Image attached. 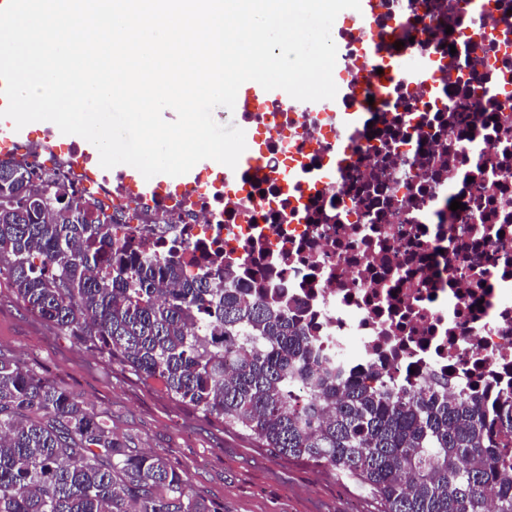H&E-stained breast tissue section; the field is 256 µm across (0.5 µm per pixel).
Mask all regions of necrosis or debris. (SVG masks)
Wrapping results in <instances>:
<instances>
[{"label":"necrosis or debris","instance_id":"obj_1","mask_svg":"<svg viewBox=\"0 0 512 512\" xmlns=\"http://www.w3.org/2000/svg\"><path fill=\"white\" fill-rule=\"evenodd\" d=\"M398 42L415 66L360 111ZM336 47L335 111L235 113L260 166L146 192L52 129L4 158L52 169L150 253L176 248L187 275L219 255L229 280L286 294L347 376L495 406L512 394V0H378Z\"/></svg>","mask_w":512,"mask_h":512}]
</instances>
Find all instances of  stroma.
<instances>
[{
  "label": "stroma",
  "instance_id": "35a3bbf8",
  "mask_svg": "<svg viewBox=\"0 0 512 512\" xmlns=\"http://www.w3.org/2000/svg\"><path fill=\"white\" fill-rule=\"evenodd\" d=\"M0 353L109 417L130 447L170 459L224 512H379L353 483L263 447L216 417L180 403L120 362L44 322L0 279Z\"/></svg>",
  "mask_w": 512,
  "mask_h": 512
}]
</instances>
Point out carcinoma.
<instances>
[{
    "mask_svg": "<svg viewBox=\"0 0 512 512\" xmlns=\"http://www.w3.org/2000/svg\"><path fill=\"white\" fill-rule=\"evenodd\" d=\"M0 163V278L28 310L267 448L352 479L381 512H512V399L394 391L321 366L288 297L184 274L65 185ZM0 512H223L186 472L0 353Z\"/></svg>",
    "mask_w": 512,
    "mask_h": 512,
    "instance_id": "obj_1",
    "label": "carcinoma"
}]
</instances>
